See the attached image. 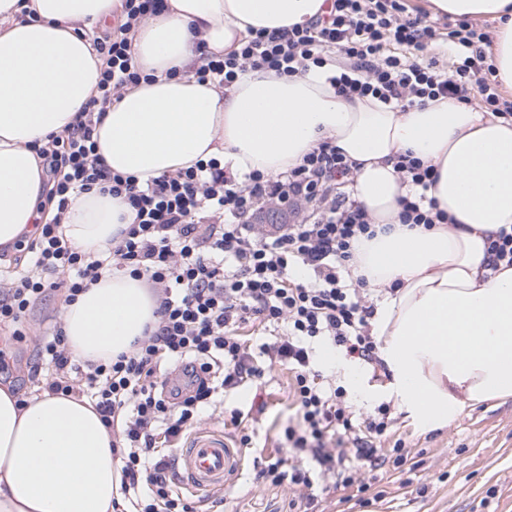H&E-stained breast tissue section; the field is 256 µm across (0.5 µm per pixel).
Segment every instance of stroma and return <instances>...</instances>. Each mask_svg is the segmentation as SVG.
I'll return each instance as SVG.
<instances>
[{
	"instance_id": "35a3bbf8",
	"label": "stroma",
	"mask_w": 512,
	"mask_h": 512,
	"mask_svg": "<svg viewBox=\"0 0 512 512\" xmlns=\"http://www.w3.org/2000/svg\"><path fill=\"white\" fill-rule=\"evenodd\" d=\"M59 319L58 303L48 297L31 309L26 323L28 337L17 346V365L11 385L20 397L38 389L28 365L35 351V335ZM325 380L349 385L351 373L363 376L366 386L382 393L388 382L383 371L339 357L334 366H321ZM289 374L273 369L262 385H247L218 393L200 431L223 435L230 410L249 413L253 438L251 454L265 462L279 446L288 424ZM392 436L402 439L409 453L405 465L386 464L364 471L366 493L343 489L325 481L316 488L319 512H512V398L491 400L453 416L430 431L399 407H392ZM252 465L225 488L223 503L209 512H292L294 493L288 486L257 484Z\"/></svg>"
}]
</instances>
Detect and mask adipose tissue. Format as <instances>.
I'll use <instances>...</instances> for the list:
<instances>
[{"label":"adipose tissue","mask_w":512,"mask_h":512,"mask_svg":"<svg viewBox=\"0 0 512 512\" xmlns=\"http://www.w3.org/2000/svg\"><path fill=\"white\" fill-rule=\"evenodd\" d=\"M432 9L497 23V78L512 91V0H429ZM324 0H166L129 35L156 81L124 89L97 127L112 171L140 181L197 161L278 175L330 138L355 166L352 195L378 230L355 264L385 291L370 321L389 374L386 395L424 428L465 408L512 397V267L491 270L489 240L512 225V124L447 100L406 110L338 96L323 70L294 77L250 70L230 88L197 81L196 39L221 55L248 29L304 25ZM123 0H0V249L30 234L50 186L31 146L72 125L95 95L102 59L86 35ZM412 153L438 173L427 195L450 221L401 224L409 193L394 163ZM133 221L119 198H76L68 241L100 255ZM156 297L125 273L63 306L66 343L81 359L130 349L154 320ZM121 468L112 433L83 397L0 387V512H112Z\"/></svg>","instance_id":"adipose-tissue-1"}]
</instances>
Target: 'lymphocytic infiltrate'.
Segmentation results:
<instances>
[{
	"label": "lymphocytic infiltrate",
	"instance_id": "1",
	"mask_svg": "<svg viewBox=\"0 0 512 512\" xmlns=\"http://www.w3.org/2000/svg\"><path fill=\"white\" fill-rule=\"evenodd\" d=\"M163 8L164 0H124L125 23L93 38L103 60L96 96L74 124L34 148L47 164L59 215L95 189L122 198L135 214L133 224L96 257L73 246L58 219L39 225L26 245L23 275L0 287V326L11 328L13 340L24 339L23 319L36 299L59 291L74 302L106 266L145 279L158 294L156 320L131 351L109 361L78 359L58 326L37 340L30 367L42 390L89 398L111 429L112 454L121 462V512H198L199 495L168 474L171 446L197 429L217 389L261 381L277 365L292 373L294 419L280 440L287 457H270L259 475L296 488L297 508L310 512L316 480L331 478L347 488L358 482L360 463L398 467L406 460L402 442L385 445L389 408L355 421L346 389L322 382L313 367V346L325 342L355 360L377 361L370 319L378 291L352 265L355 242L375 234L372 220L347 190L352 162L327 138L277 176L255 170L240 178L212 158L142 185L103 163L94 134L108 104L148 78L128 34ZM437 38L427 13L408 15L403 0H327L316 20L249 32L221 56L197 40L194 74L226 89L251 69L297 76L318 68L344 98L370 96L403 109L440 97L464 106L477 101L512 122V101L501 93L487 34L460 21L445 72L427 55ZM395 169L417 190L401 200V223L446 222L425 196L436 178L433 166L402 154ZM273 199L305 203L309 214L254 234L250 218ZM244 324L268 332L260 353L240 336ZM171 366L177 379L168 377Z\"/></svg>",
	"mask_w": 512,
	"mask_h": 512
}]
</instances>
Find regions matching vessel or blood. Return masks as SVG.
Instances as JSON below:
<instances>
[{"label": "vessel or blood", "mask_w": 512, "mask_h": 512, "mask_svg": "<svg viewBox=\"0 0 512 512\" xmlns=\"http://www.w3.org/2000/svg\"><path fill=\"white\" fill-rule=\"evenodd\" d=\"M174 465L181 483L201 491H216L239 470L241 457L223 439L198 438L179 449Z\"/></svg>", "instance_id": "b4317fda"}]
</instances>
